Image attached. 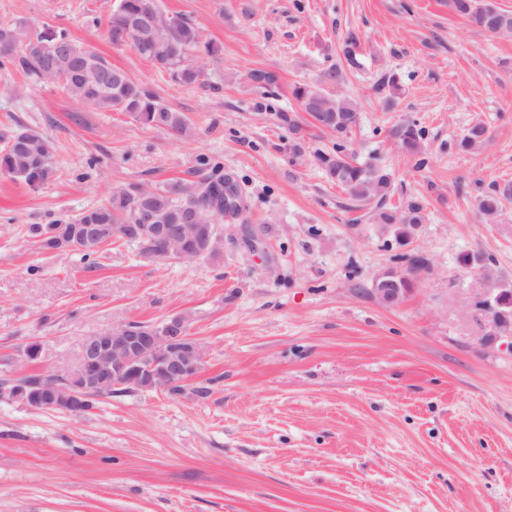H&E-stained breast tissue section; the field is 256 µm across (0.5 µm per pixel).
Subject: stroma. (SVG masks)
Masks as SVG:
<instances>
[{
    "mask_svg": "<svg viewBox=\"0 0 512 512\" xmlns=\"http://www.w3.org/2000/svg\"><path fill=\"white\" fill-rule=\"evenodd\" d=\"M117 3L0 0V23L65 30L195 134L82 109L0 65V146L26 130L56 144L47 185L0 174V381L66 375L86 336L179 314L206 359L181 394L102 396L79 417L0 399V512H512V331L483 343L474 308L486 280L512 287V203L491 222L478 210L512 182V37L448 0H159L221 49L201 57L202 82L179 85L107 39ZM335 66L358 105L350 154L390 173L388 205L424 206L408 243L316 166L330 136L304 127L293 154L279 115L300 112L295 85ZM259 70L277 83L258 86ZM411 123L422 166L394 134ZM477 123L486 143L460 149ZM205 159L238 176L245 205L219 259L155 261L115 239L91 268L31 232L118 186L194 179ZM388 269L414 281L396 306L371 290Z\"/></svg>",
    "mask_w": 512,
    "mask_h": 512,
    "instance_id": "stroma-1",
    "label": "stroma"
}]
</instances>
